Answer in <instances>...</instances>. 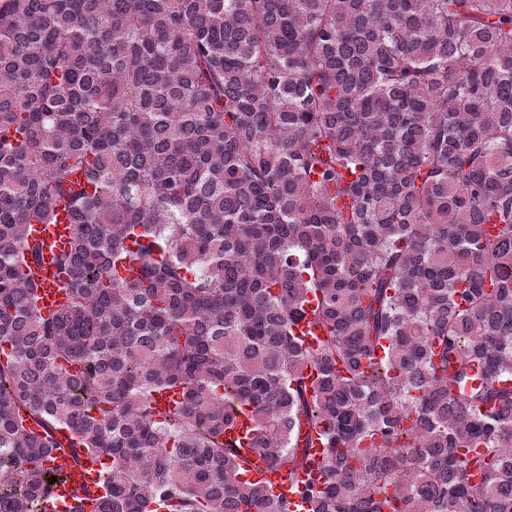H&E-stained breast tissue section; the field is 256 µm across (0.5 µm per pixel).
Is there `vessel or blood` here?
Here are the masks:
<instances>
[{
  "label": "vessel or blood",
  "mask_w": 512,
  "mask_h": 512,
  "mask_svg": "<svg viewBox=\"0 0 512 512\" xmlns=\"http://www.w3.org/2000/svg\"><path fill=\"white\" fill-rule=\"evenodd\" d=\"M70 227L68 213L63 209L58 212L57 223L35 224L31 227L32 237L40 239L44 244L43 259L39 266L34 267L33 277L37 284L39 307L46 316L55 312L65 300V291L60 286L62 276L54 265L53 257L67 246ZM51 457V467L62 472L66 482L57 488L55 498L49 502L48 509L49 512H69L72 504V487L94 482L100 466L93 462L81 466L74 465L69 450L65 447L53 449ZM247 476L249 479L271 484L276 490L287 486L289 480L287 472L264 470L258 462L253 463Z\"/></svg>",
  "instance_id": "obj_1"
}]
</instances>
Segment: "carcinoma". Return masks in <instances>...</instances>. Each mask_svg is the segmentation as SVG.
I'll return each mask as SVG.
<instances>
[{
	"instance_id": "carcinoma-1",
	"label": "carcinoma",
	"mask_w": 512,
	"mask_h": 512,
	"mask_svg": "<svg viewBox=\"0 0 512 512\" xmlns=\"http://www.w3.org/2000/svg\"><path fill=\"white\" fill-rule=\"evenodd\" d=\"M59 434L71 512H512V0H0V512ZM57 213L58 222L56 224L31 225L32 237L40 239L44 243L41 265L32 269L37 284L39 307L44 316L55 312L65 301V290L59 288L64 275L58 274L53 257L60 249L68 245L71 224L62 203L58 205ZM63 441V439H62ZM64 448H56L51 452L52 460L49 465L57 471L62 472L66 477V483L60 485L56 490L55 499L47 504L50 512H69L72 504L71 489L83 483L95 482L100 463L89 461L80 466H75L67 448V442H62ZM255 460L252 467L246 473V477L254 481H263L272 485L274 492H278L280 488L288 485L289 476L285 471H266L263 469L261 462L257 460L256 456H252Z\"/></svg>"
}]
</instances>
